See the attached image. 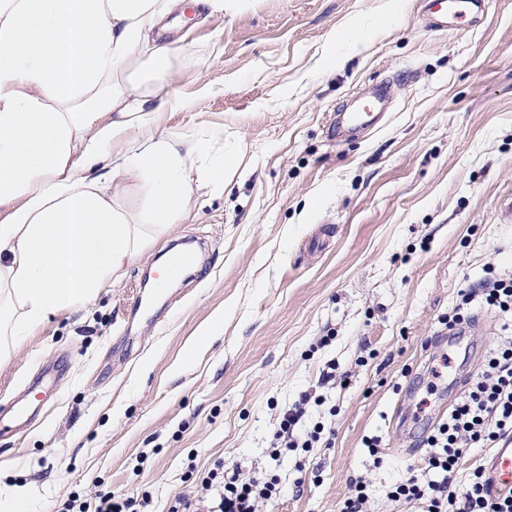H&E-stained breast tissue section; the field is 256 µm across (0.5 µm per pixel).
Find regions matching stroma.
Listing matches in <instances>:
<instances>
[{"label":"stroma","instance_id":"obj_1","mask_svg":"<svg viewBox=\"0 0 512 512\" xmlns=\"http://www.w3.org/2000/svg\"><path fill=\"white\" fill-rule=\"evenodd\" d=\"M426 15L425 0H238L221 15L181 0L156 26L179 74L159 128L223 126L227 183L191 182L187 221L0 363V405L26 392L38 407L0 436V469L38 488L33 512L102 488L171 512L219 460L278 478L259 512H339L359 483L368 512H415L386 493L458 398L427 387L434 338L462 291L512 273V0H487L476 27ZM379 83L380 123L332 142L329 115ZM177 242L204 244L205 262L145 296ZM469 313L443 382L476 376L505 335V316ZM307 393L300 427L323 423L328 441L270 462L281 412Z\"/></svg>","mask_w":512,"mask_h":512}]
</instances>
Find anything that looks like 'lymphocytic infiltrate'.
<instances>
[{"mask_svg": "<svg viewBox=\"0 0 512 512\" xmlns=\"http://www.w3.org/2000/svg\"><path fill=\"white\" fill-rule=\"evenodd\" d=\"M500 313H512V276H495L462 294L459 309L448 317L449 327L462 325L464 309L473 301ZM303 416L301 405L288 409L273 435L269 457L278 460L288 448L318 443L323 425H314L305 438L295 429ZM512 436V338L500 340L489 352L485 368L468 394L450 411L425 442L431 452L424 463L389 492L395 501L420 504L422 512H512V492L492 494L483 468H475L461 491L450 490L451 477L471 448H492ZM196 504L203 512H256L259 501L279 493L277 479L244 480L239 467L216 464L201 481ZM61 512H139L137 500L100 490L90 498L71 495Z\"/></svg>", "mask_w": 512, "mask_h": 512, "instance_id": "lymphocytic-infiltrate-1", "label": "lymphocytic infiltrate"}]
</instances>
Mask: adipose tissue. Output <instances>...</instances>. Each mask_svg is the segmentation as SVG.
<instances>
[{"label": "adipose tissue", "instance_id": "obj_1", "mask_svg": "<svg viewBox=\"0 0 512 512\" xmlns=\"http://www.w3.org/2000/svg\"><path fill=\"white\" fill-rule=\"evenodd\" d=\"M172 0H0V363L52 316L83 309L172 225L189 180L224 186L207 142L154 129ZM143 135L132 140L131 127ZM145 189L138 209L124 203Z\"/></svg>", "mask_w": 512, "mask_h": 512}]
</instances>
